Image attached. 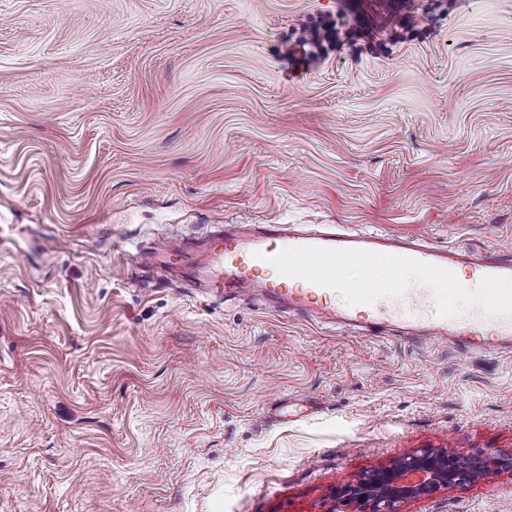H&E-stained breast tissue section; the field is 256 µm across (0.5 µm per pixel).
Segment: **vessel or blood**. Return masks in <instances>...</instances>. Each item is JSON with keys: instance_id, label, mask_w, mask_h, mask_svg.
<instances>
[{"instance_id": "1", "label": "vessel or blood", "mask_w": 512, "mask_h": 512, "mask_svg": "<svg viewBox=\"0 0 512 512\" xmlns=\"http://www.w3.org/2000/svg\"><path fill=\"white\" fill-rule=\"evenodd\" d=\"M207 265L189 284L218 298L262 299L277 311L306 312L325 323L445 343L464 352L512 356V255L471 247H434L416 236L356 233L337 227L311 232L287 224L237 231L216 227L205 237ZM192 241L165 240L157 260L185 257ZM289 251L295 265L283 264ZM386 255L391 272L366 288L343 274L353 258L372 265Z\"/></svg>"}]
</instances>
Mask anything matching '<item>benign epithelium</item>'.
<instances>
[{"label": "benign epithelium", "instance_id": "1", "mask_svg": "<svg viewBox=\"0 0 512 512\" xmlns=\"http://www.w3.org/2000/svg\"><path fill=\"white\" fill-rule=\"evenodd\" d=\"M504 470L512 471V459L494 454L470 459L446 449L425 448L343 486L337 490L336 499L369 505L372 512H393L397 502L430 499L442 489L474 483L484 474Z\"/></svg>", "mask_w": 512, "mask_h": 512}]
</instances>
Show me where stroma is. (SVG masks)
Returning a JSON list of instances; mask_svg holds the SVG:
<instances>
[{
	"instance_id": "obj_1",
	"label": "stroma",
	"mask_w": 512,
	"mask_h": 512,
	"mask_svg": "<svg viewBox=\"0 0 512 512\" xmlns=\"http://www.w3.org/2000/svg\"><path fill=\"white\" fill-rule=\"evenodd\" d=\"M386 2L0 0V512H368L336 491L393 459L512 456V359L147 260L213 224L512 250V0ZM397 512H512V472Z\"/></svg>"
}]
</instances>
